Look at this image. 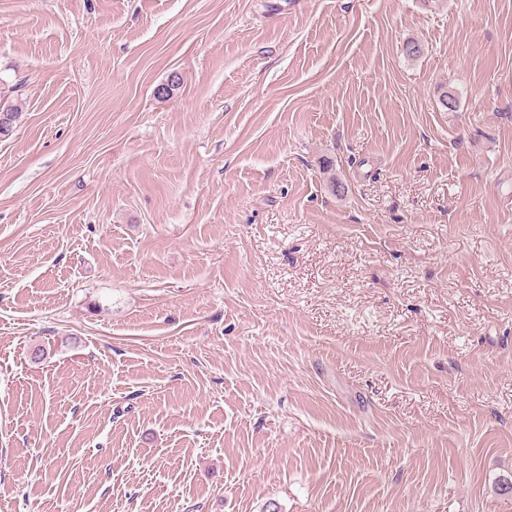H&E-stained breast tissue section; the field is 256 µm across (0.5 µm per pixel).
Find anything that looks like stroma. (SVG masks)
<instances>
[{"label":"stroma","instance_id":"1","mask_svg":"<svg viewBox=\"0 0 512 512\" xmlns=\"http://www.w3.org/2000/svg\"><path fill=\"white\" fill-rule=\"evenodd\" d=\"M4 102L0 512H512V0H0Z\"/></svg>","mask_w":512,"mask_h":512}]
</instances>
